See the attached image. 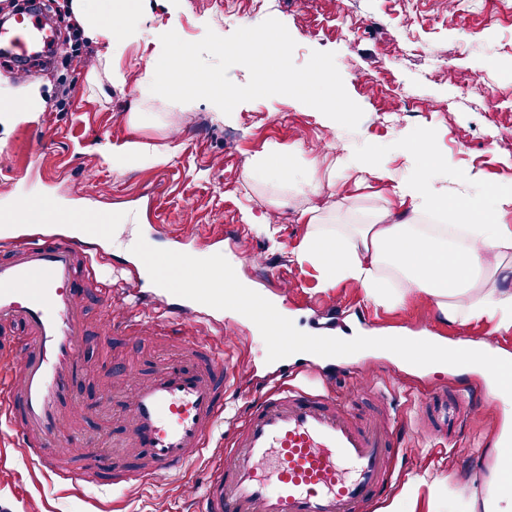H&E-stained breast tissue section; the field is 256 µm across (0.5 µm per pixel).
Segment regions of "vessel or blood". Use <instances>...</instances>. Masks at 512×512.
<instances>
[{"mask_svg": "<svg viewBox=\"0 0 512 512\" xmlns=\"http://www.w3.org/2000/svg\"><path fill=\"white\" fill-rule=\"evenodd\" d=\"M37 14L0 29V51L26 57L39 40ZM106 261L98 242L77 240L65 228L20 227L0 239V326H17L23 339L11 350L14 367L0 381V426L15 432L26 455L61 484L90 482L102 458L113 486L152 475L177 476L202 458L224 414V395L238 383L235 368L198 339L199 321L223 324L221 310L183 298H157L145 320H130V292L106 291L122 328L168 340L165 320L185 326V357L119 379L125 432L121 452L105 455L61 430L81 370L84 288ZM292 358L280 361L283 380L268 387L228 438L225 457L202 494V512H366L392 486L397 419H362L327 382L295 381ZM85 465L60 471L56 449Z\"/></svg>", "mask_w": 512, "mask_h": 512, "instance_id": "obj_1", "label": "vessel or blood"}]
</instances>
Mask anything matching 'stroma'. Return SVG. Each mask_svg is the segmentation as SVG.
<instances>
[{"label":"stroma","mask_w":512,"mask_h":512,"mask_svg":"<svg viewBox=\"0 0 512 512\" xmlns=\"http://www.w3.org/2000/svg\"><path fill=\"white\" fill-rule=\"evenodd\" d=\"M151 17L140 38L123 43L112 54V70L122 83L94 87L88 80L102 48L87 43L90 55L78 72L32 71L29 79L12 75L0 59V88L22 99L38 94L44 110L34 119L0 126V209L24 201L42 203L39 223H49L59 210L71 208L108 227V264L103 279L119 285L138 238L159 249H174L176 240L206 253L213 239L224 242L223 256L240 270L244 283L280 303L312 305L323 323L355 320L367 315L379 336H440L474 339L512 353V329L488 323L445 322L435 300L402 285L389 266L380 274L396 285L402 303L377 306L358 285L337 282L328 288L321 272L297 251L309 231L298 219L307 201L298 184L314 179L327 189L318 199L322 232L341 236L385 207L393 188L418 173L425 158L410 145L426 137L443 165L433 175L440 195L457 201L480 200L484 216H500L512 225V207L500 206L497 188L512 177V0H475L463 20H451L437 0H152ZM348 12L359 30L350 33L337 12ZM281 21L296 41V65L312 51H330L348 95L364 111L350 131L298 100L277 95L239 104L231 115L214 110L211 102L195 101L191 109L162 97H143L140 82L146 61L160 52L157 27L174 28L188 42L207 30L227 36L267 18ZM407 43V54L395 56L387 46ZM449 70L479 80L481 87L460 93L454 79L429 74L432 58ZM377 71L403 88L405 102L387 111L383 97L359 80ZM72 88L67 111L57 109L62 80ZM133 112L154 118L133 124ZM341 138L355 165L373 161L384 178L337 165L330 146ZM136 140L158 147L173 145L174 157L162 167H139L119 174L107 161L109 145ZM293 147L286 160L289 179L283 183L248 180L251 162L267 146ZM151 195L164 231L150 234L141 201ZM286 198L277 209L273 228L250 224L245 213L273 209L275 198ZM235 334L224 351L242 376H261L271 369L258 327L246 316L224 315ZM84 372L72 387L74 405L65 409L62 430L83 441L111 447L124 431L112 415V381L127 363L138 370L152 367L167 349L128 334L112 331V313L94 289L85 294ZM340 374L337 391L350 398L359 413L385 412L405 422V446L399 452L396 489L371 512H448L449 493L463 490L471 512H486L495 484L493 448L505 426L500 404L482 376L453 367L422 371L401 366L382 350L366 351L348 360L326 363ZM435 390L454 395L476 391L479 405L468 417L448 426V445L420 432L417 405ZM228 410L207 453L182 477L159 478L130 489L65 486L39 473L23 453L16 436L0 435V512H199L197 498L185 484L202 487L215 460L224 452V438L250 399L228 393Z\"/></svg>","instance_id":"stroma-1"}]
</instances>
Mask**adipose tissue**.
Segmentation results:
<instances>
[{
  "label": "adipose tissue",
  "instance_id": "adipose-tissue-1",
  "mask_svg": "<svg viewBox=\"0 0 512 512\" xmlns=\"http://www.w3.org/2000/svg\"><path fill=\"white\" fill-rule=\"evenodd\" d=\"M142 2L69 0V11L84 37L106 46L104 72H111V50L138 22ZM171 158V151L137 142L113 146L108 154L113 170L119 173L133 166L160 167ZM439 165L435 157L427 163L429 171ZM429 171L399 183L392 208L378 212L368 223L354 225L350 234L308 233L299 257L320 269L326 287L349 280L375 304L394 305L401 297L379 274L386 263L404 274L410 287L436 298L445 321H492L497 327L512 328V289L506 285L512 279V226L466 224L460 242L444 234H422L414 217L424 205H435L457 218L480 207L476 201L465 204L435 194Z\"/></svg>",
  "mask_w": 512,
  "mask_h": 512
}]
</instances>
